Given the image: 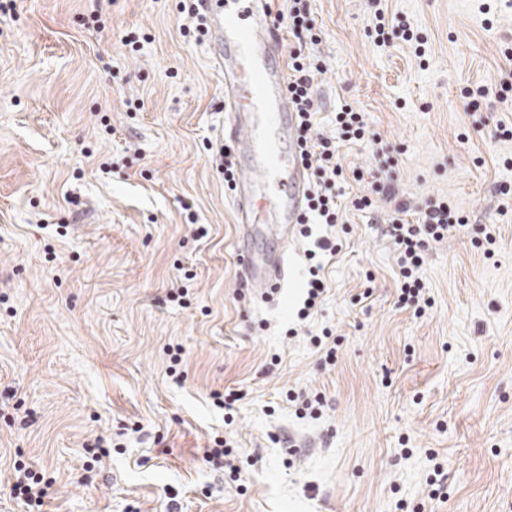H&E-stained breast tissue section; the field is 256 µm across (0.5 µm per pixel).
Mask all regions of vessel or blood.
I'll list each match as a JSON object with an SVG mask.
<instances>
[{"mask_svg": "<svg viewBox=\"0 0 512 512\" xmlns=\"http://www.w3.org/2000/svg\"><path fill=\"white\" fill-rule=\"evenodd\" d=\"M215 67L224 74V109L241 158L234 207L243 236L257 222L281 242L290 240L304 209L307 180L297 141L296 114L284 67L268 66L281 54V32L270 20L269 0H200ZM240 279L270 294L285 276L284 254L244 252Z\"/></svg>", "mask_w": 512, "mask_h": 512, "instance_id": "1", "label": "vessel or blood"}]
</instances>
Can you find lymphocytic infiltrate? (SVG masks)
Listing matches in <instances>:
<instances>
[{"instance_id": "1", "label": "lymphocytic infiltrate", "mask_w": 512, "mask_h": 512, "mask_svg": "<svg viewBox=\"0 0 512 512\" xmlns=\"http://www.w3.org/2000/svg\"><path fill=\"white\" fill-rule=\"evenodd\" d=\"M288 17V29L298 41L297 47L289 52L288 95L296 112L301 161L310 174L302 221L333 227L344 221L336 193L340 180L344 178L336 142L340 139L365 140L368 126L362 113L344 104L335 115L338 139L314 134V79L322 72L323 66L306 54L305 49L307 45L318 44L319 38L302 0H292ZM467 223L465 215L442 199L421 210L416 221L397 215L392 217L389 235L397 253L399 303L417 307L426 302L428 286L421 270L430 247L447 240Z\"/></svg>"}]
</instances>
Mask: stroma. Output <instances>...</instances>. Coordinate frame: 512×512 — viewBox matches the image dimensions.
Instances as JSON below:
<instances>
[{"label": "stroma", "mask_w": 512, "mask_h": 512, "mask_svg": "<svg viewBox=\"0 0 512 512\" xmlns=\"http://www.w3.org/2000/svg\"><path fill=\"white\" fill-rule=\"evenodd\" d=\"M306 3L326 67L316 133L336 137L341 103L363 112L378 141L344 144L345 167H381L411 209L443 198L494 225V257L464 234L435 245L418 317L395 303L385 214L349 210L313 229L341 249L298 319L312 238L293 234L278 293L239 285L224 78L179 0H15L0 15V512H512V139L495 134L512 125L496 96L512 0ZM326 326L331 364L310 342ZM291 389L323 395L318 416L298 418ZM216 392L238 394L232 410ZM217 439L235 463L210 459ZM18 462L46 482L41 508L12 495Z\"/></svg>", "instance_id": "obj_1"}]
</instances>
